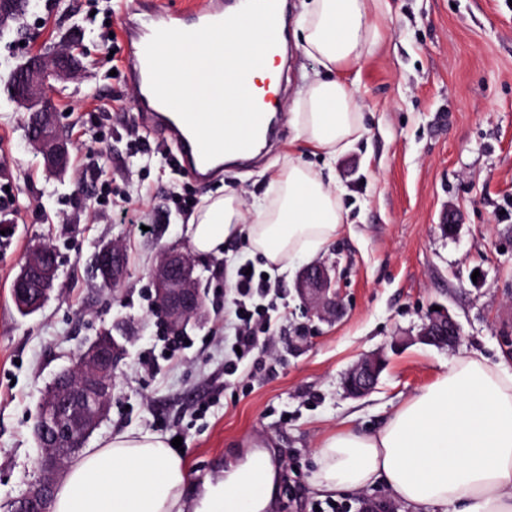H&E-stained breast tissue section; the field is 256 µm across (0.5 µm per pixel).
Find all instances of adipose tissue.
Masks as SVG:
<instances>
[{"mask_svg":"<svg viewBox=\"0 0 512 512\" xmlns=\"http://www.w3.org/2000/svg\"><path fill=\"white\" fill-rule=\"evenodd\" d=\"M387 0H307L300 25L302 48L322 66L294 99L293 124L305 149L334 159L363 134L361 96L345 72L377 48ZM261 23H246L241 10L224 15V33L200 32L186 45L212 68L233 72L277 90L281 67L261 52ZM177 94L186 112H250L253 100H226L221 82L203 75L196 89ZM333 173L289 157L274 176L272 193L245 202L237 189L208 199L194 213L186 237L195 253L223 256L226 241L245 237L267 264L284 269L334 241L346 222ZM312 486L336 495L381 484L399 501L455 512H512V372L477 354L459 357L416 392L374 433L341 427L321 439ZM262 490L244 512H264L273 476L255 456L228 476L207 481L186 506L185 458L165 436L113 433L67 467L48 512H224L246 476Z\"/></svg>","mask_w":512,"mask_h":512,"instance_id":"ef3b65f1","label":"adipose tissue"}]
</instances>
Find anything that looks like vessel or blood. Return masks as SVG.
I'll return each mask as SVG.
<instances>
[{"label": "vessel or blood", "mask_w": 512, "mask_h": 512, "mask_svg": "<svg viewBox=\"0 0 512 512\" xmlns=\"http://www.w3.org/2000/svg\"><path fill=\"white\" fill-rule=\"evenodd\" d=\"M254 12L266 24L268 36L264 46L273 52L278 46L279 26L274 0H254ZM220 31L224 28L223 9L201 10L189 15L166 16L164 24L143 27L137 24L125 30L129 51L126 67L135 72L139 81L138 106H153L160 128L175 142L176 165L179 171L203 182L210 176L214 159L231 153L247 157L258 139L270 137L268 112L274 101L272 95L258 96L256 89L240 78L224 84L229 96L257 98L255 111L241 115L225 113L223 121L237 129L235 139L220 137L210 117L201 112H184L177 98L159 95L156 91L157 72L168 45L191 40L201 29ZM207 64L199 57L179 59L176 65L178 83L190 87L199 83Z\"/></svg>", "instance_id": "b4317fda"}]
</instances>
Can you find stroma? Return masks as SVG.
Listing matches in <instances>:
<instances>
[{
	"label": "stroma",
	"mask_w": 512,
	"mask_h": 512,
	"mask_svg": "<svg viewBox=\"0 0 512 512\" xmlns=\"http://www.w3.org/2000/svg\"><path fill=\"white\" fill-rule=\"evenodd\" d=\"M205 0H33L24 36L0 35V512L36 478L40 448L33 426L54 376L106 329H121L126 352L115 370L109 412L86 440L92 448L115 431L181 438L189 462L186 502L252 451L275 449L274 512H311L320 497L309 477L322 437L343 426L379 430L414 393L463 355L477 352L512 366V0H389L375 54L354 69L365 133L337 157L335 186L348 212L319 260L336 266L345 311L334 323L304 311L295 293L303 260L270 279L286 316L271 353L255 355L225 376L234 334L237 268L266 269L245 241L223 256H196L207 318L182 331L187 349L143 368L168 336L156 314L150 268L162 249L188 250L184 201L236 188L246 200L265 195L289 152H302L290 104L318 62L294 48L283 95L281 135L254 167L222 166L205 184L177 170L164 144L149 138L126 72L123 24L153 10L183 12ZM114 39L104 45L103 20ZM83 68L54 84L60 128L72 146L62 172L45 170L26 132V114L9 96L12 70L36 48L52 49L71 33ZM108 181L111 208L97 203ZM134 200L150 227L141 233L114 221L112 207ZM457 211L458 237L440 217ZM121 244L128 276L102 287L94 253ZM57 255L58 280L44 307L17 312L11 285L34 248ZM482 270L472 284L473 270ZM441 305L462 338L448 350L421 343L393 348L417 334ZM384 350L376 389L345 394L341 377L362 355Z\"/></svg>",
	"instance_id": "obj_1"
}]
</instances>
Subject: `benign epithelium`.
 <instances>
[{
    "mask_svg": "<svg viewBox=\"0 0 512 512\" xmlns=\"http://www.w3.org/2000/svg\"><path fill=\"white\" fill-rule=\"evenodd\" d=\"M80 62L69 44L50 54L34 52L11 74L12 99L27 112L28 140L41 156L45 169L61 172L70 161V142L60 132L59 107L46 96L50 82L73 79ZM440 228L447 236L459 234L462 224L453 209L441 215ZM95 266L102 286L112 287L126 276L123 250L116 243L100 246ZM154 287V306L177 334L189 322L201 323L207 312L204 296L195 287V260L187 252L166 249L149 272ZM58 277L56 253L51 246L35 249L12 284V299L19 310L34 313L48 299ZM295 292L306 310L321 321H332L344 309L336 288V266L324 262L305 265L299 272ZM462 329L446 308L430 310L415 341L438 348L459 345ZM123 348L109 330L91 341L74 365L61 372L41 401L42 418L34 424L41 448L36 461L37 477L29 491L18 499L17 512H47L65 461L80 448L106 417L112 395L114 370ZM384 353L366 354L344 375L342 386L352 398H362L378 384L385 367Z\"/></svg>",
    "mask_w": 512,
    "mask_h": 512,
    "instance_id": "7a95c632",
    "label": "benign epithelium"
}]
</instances>
